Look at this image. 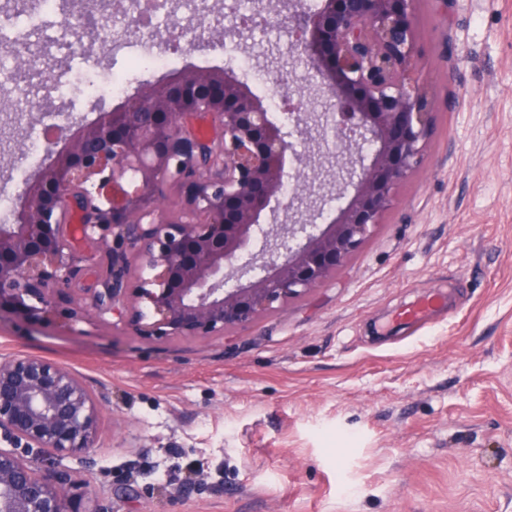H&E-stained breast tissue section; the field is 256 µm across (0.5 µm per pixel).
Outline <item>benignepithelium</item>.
<instances>
[{"label":"benign epithelium","instance_id":"1","mask_svg":"<svg viewBox=\"0 0 512 512\" xmlns=\"http://www.w3.org/2000/svg\"><path fill=\"white\" fill-rule=\"evenodd\" d=\"M417 0L295 3L288 33L336 102V197L347 198L325 228L321 209L297 224L315 186V162L295 144L310 138L312 99L279 74L287 120L231 70L191 71L145 87L87 124L68 114L65 146L21 187L11 224H0V315L73 326L91 314L139 336H224L303 296L345 268L391 207L397 185L421 164L430 111L415 71ZM224 35L248 25L228 7ZM24 72L46 58L15 51ZM213 116L222 134L196 137L193 119ZM370 142V157L360 144ZM180 192L170 205L166 188ZM75 213L101 274L81 284L80 256L62 217ZM151 272L145 278L133 265ZM153 320L146 321L145 310ZM106 397L69 368L30 354L0 358V512H71L72 478L32 465L98 447Z\"/></svg>","mask_w":512,"mask_h":512}]
</instances>
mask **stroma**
<instances>
[{"label": "stroma", "mask_w": 512, "mask_h": 512, "mask_svg": "<svg viewBox=\"0 0 512 512\" xmlns=\"http://www.w3.org/2000/svg\"><path fill=\"white\" fill-rule=\"evenodd\" d=\"M290 8L232 42L259 96L310 87ZM415 24L424 161L344 269L222 337L0 320V357L109 400L92 460H55L78 512H512V0H418ZM35 128H0L1 190L33 176L11 152ZM434 293L447 310L393 325Z\"/></svg>", "instance_id": "35a3bbf8"}]
</instances>
